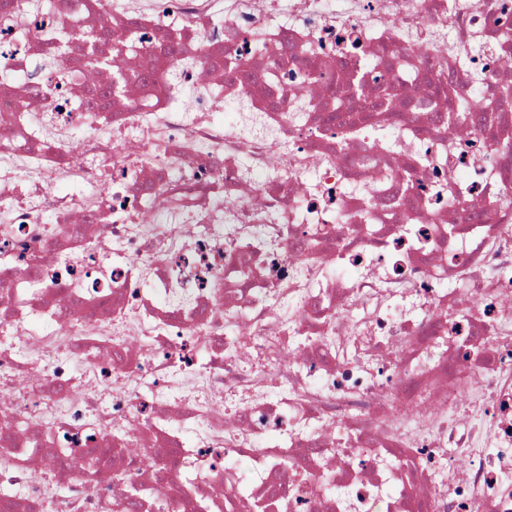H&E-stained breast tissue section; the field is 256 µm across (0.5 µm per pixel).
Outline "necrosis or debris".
<instances>
[{
    "instance_id": "necrosis-or-debris-1",
    "label": "necrosis or debris",
    "mask_w": 512,
    "mask_h": 512,
    "mask_svg": "<svg viewBox=\"0 0 512 512\" xmlns=\"http://www.w3.org/2000/svg\"><path fill=\"white\" fill-rule=\"evenodd\" d=\"M0 70V512H512V0H0Z\"/></svg>"
}]
</instances>
